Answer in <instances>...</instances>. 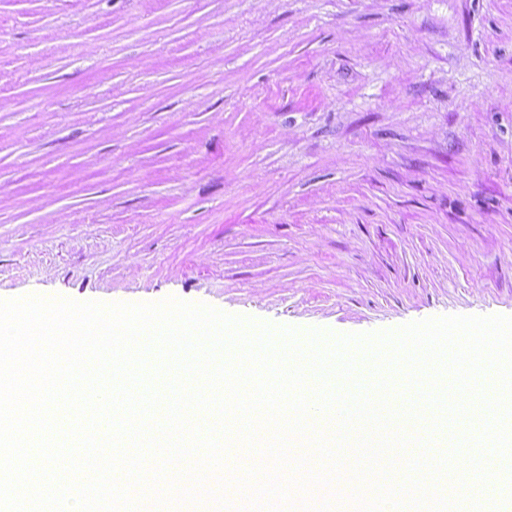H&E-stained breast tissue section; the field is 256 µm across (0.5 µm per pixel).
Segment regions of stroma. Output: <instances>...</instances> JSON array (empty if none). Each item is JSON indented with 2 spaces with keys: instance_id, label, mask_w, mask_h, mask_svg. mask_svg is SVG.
<instances>
[{
  "instance_id": "obj_1",
  "label": "stroma",
  "mask_w": 512,
  "mask_h": 512,
  "mask_svg": "<svg viewBox=\"0 0 512 512\" xmlns=\"http://www.w3.org/2000/svg\"><path fill=\"white\" fill-rule=\"evenodd\" d=\"M46 294L512 317V0H0V299Z\"/></svg>"
}]
</instances>
